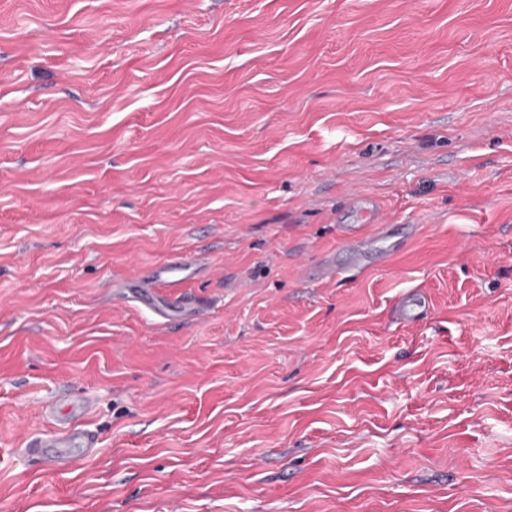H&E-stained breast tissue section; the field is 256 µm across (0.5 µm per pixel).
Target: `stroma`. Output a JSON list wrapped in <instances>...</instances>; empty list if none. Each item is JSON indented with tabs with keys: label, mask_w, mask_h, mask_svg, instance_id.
<instances>
[{
	"label": "stroma",
	"mask_w": 512,
	"mask_h": 512,
	"mask_svg": "<svg viewBox=\"0 0 512 512\" xmlns=\"http://www.w3.org/2000/svg\"><path fill=\"white\" fill-rule=\"evenodd\" d=\"M0 512H512V0H0ZM375 225L371 236H363L360 233L361 224H341L339 229L342 231L344 240L347 244L346 261L340 271L336 267V261L333 258L327 260L322 267L320 274L325 277L335 278L336 273H355L365 269V258L367 252L364 245L369 241L390 239V224ZM425 308L424 300L405 294L396 302L395 314L401 323L414 325L421 319ZM93 402L89 399L73 396H57L46 407L51 413L58 409L61 413V426L54 432L40 439L33 440L27 448L30 455L51 466L65 469L75 466L79 461L97 448V438L94 433L83 427L82 420L91 409ZM70 448H83L85 456L72 455Z\"/></svg>",
	"instance_id": "stroma-1"
}]
</instances>
